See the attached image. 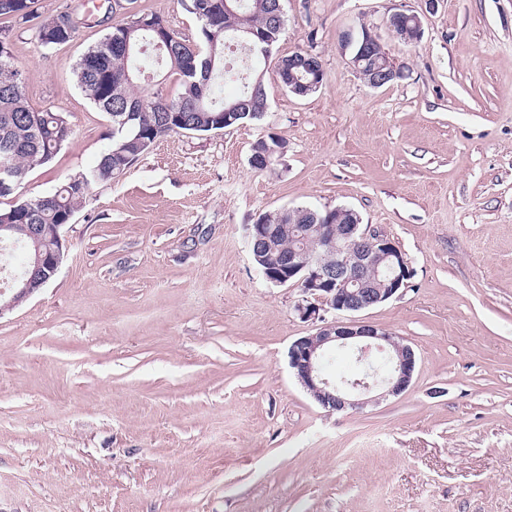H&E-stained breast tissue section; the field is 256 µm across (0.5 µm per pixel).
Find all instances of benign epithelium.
Segmentation results:
<instances>
[{
  "label": "benign epithelium",
  "instance_id": "obj_1",
  "mask_svg": "<svg viewBox=\"0 0 512 512\" xmlns=\"http://www.w3.org/2000/svg\"><path fill=\"white\" fill-rule=\"evenodd\" d=\"M380 46L379 39L366 27L360 48L351 60L356 70L375 87L385 85L400 73L393 62H379L376 50ZM304 70L312 78L306 82L292 79L288 90L294 94L305 95L323 83L324 71H317L311 65ZM62 228L61 224L30 225L33 239L48 233L55 239L56 248L34 253L29 267L17 280V295L25 298L33 295L56 275L65 255ZM312 230L322 242L323 251L294 249L288 253V260L275 265L258 257L261 271L269 282L294 283L308 296L306 303L297 307L301 317L323 322L315 334L299 337L290 348V365L300 384L320 406L332 412L362 408L368 403L364 396L375 389L381 390L382 397L405 392L416 368L414 350L376 325L355 318L356 313L381 305L407 288L412 271L402 252L382 229L364 226L358 219L334 224L320 222L312 225ZM246 234L259 254V244L270 236L271 229L267 224H249ZM326 251L335 254L336 263L325 260ZM327 313H339L347 320L328 321ZM333 347L353 351L360 362L367 361L375 351L385 352L389 372L383 377L376 371L365 373L337 383L321 372L322 358Z\"/></svg>",
  "mask_w": 512,
  "mask_h": 512
}]
</instances>
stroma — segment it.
Wrapping results in <instances>:
<instances>
[{
	"label": "stroma",
	"mask_w": 512,
	"mask_h": 512,
	"mask_svg": "<svg viewBox=\"0 0 512 512\" xmlns=\"http://www.w3.org/2000/svg\"><path fill=\"white\" fill-rule=\"evenodd\" d=\"M260 120L157 141L94 186L41 290L0 313V512H512V0H283ZM136 9L197 36L185 0ZM417 14L403 43L386 20ZM65 48L11 25L31 107L72 136L4 209L89 171L112 127L73 68L125 13ZM367 26L402 79L369 85L340 48ZM325 70L300 97L280 57ZM288 152L268 170L253 145ZM348 207L383 229L409 286L360 312L416 354L407 391L326 412L289 364L316 333L267 281L247 225ZM301 56L312 57L315 62L318 59V57H316V56L307 55L306 52H304V51H297L289 56L281 57L276 66V76H277L279 82L282 84V86L284 88H286L288 91H291L292 93L297 94V96H300V95L307 96L308 95L307 93H309L311 91H316L322 85L325 73H324L322 66H321L320 71L313 72V70H315L314 66H311V65L306 66L303 64H299L297 67L298 68L303 67L304 69L303 68L293 69L294 74L297 76L301 75L302 76L301 80H304L305 76L307 75L305 73V71H306V72L312 74V78H311V75H309V77L311 79L308 80L307 82H303L301 80L294 78V79H292V84L289 85L288 81L291 80L292 76L290 74V71H288V58H291V59L296 58V57L300 58ZM305 94H307V95H305Z\"/></svg>",
	"instance_id": "35a3bbf8"
}]
</instances>
